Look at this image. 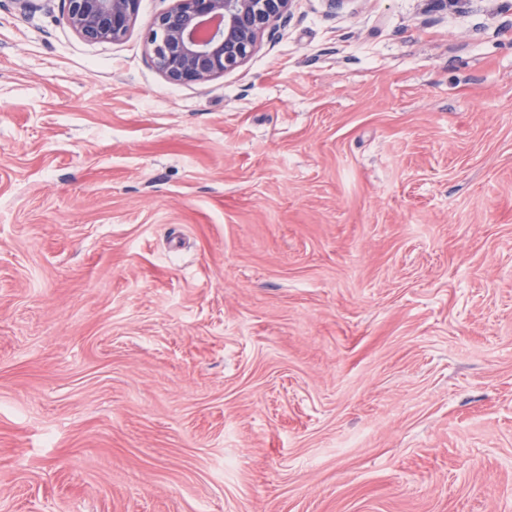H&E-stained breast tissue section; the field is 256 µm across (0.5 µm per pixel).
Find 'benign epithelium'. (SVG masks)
<instances>
[{
  "instance_id": "benign-epithelium-1",
  "label": "benign epithelium",
  "mask_w": 512,
  "mask_h": 512,
  "mask_svg": "<svg viewBox=\"0 0 512 512\" xmlns=\"http://www.w3.org/2000/svg\"><path fill=\"white\" fill-rule=\"evenodd\" d=\"M294 0H173L152 21L151 65L169 83L204 84L233 72L252 57L262 38L278 37ZM139 0H63L66 24L83 40H122Z\"/></svg>"
}]
</instances>
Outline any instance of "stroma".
<instances>
[{
	"label": "stroma",
	"mask_w": 512,
	"mask_h": 512,
	"mask_svg": "<svg viewBox=\"0 0 512 512\" xmlns=\"http://www.w3.org/2000/svg\"><path fill=\"white\" fill-rule=\"evenodd\" d=\"M171 3L0 0V512H512V0ZM66 24L83 40H122L135 22L139 0H61ZM294 0H173L152 21L151 65L169 83L204 84L252 57L264 35L270 42L291 16Z\"/></svg>",
	"instance_id": "35a3bbf8"
}]
</instances>
